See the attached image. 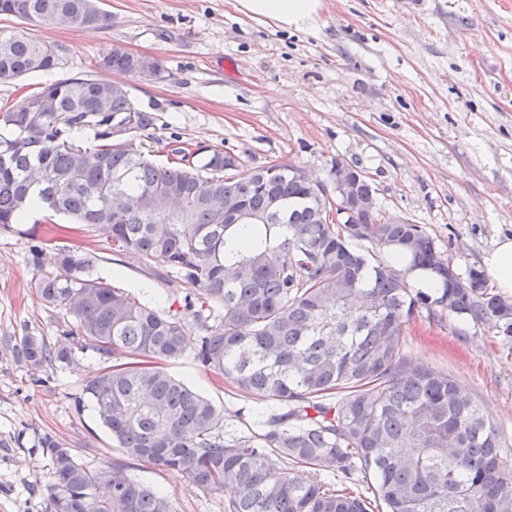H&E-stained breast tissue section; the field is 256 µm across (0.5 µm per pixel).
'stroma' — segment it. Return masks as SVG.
<instances>
[{
    "label": "stroma",
    "mask_w": 512,
    "mask_h": 512,
    "mask_svg": "<svg viewBox=\"0 0 512 512\" xmlns=\"http://www.w3.org/2000/svg\"><path fill=\"white\" fill-rule=\"evenodd\" d=\"M105 27L43 28L0 14L58 53L62 73L92 67L120 47L159 61L158 77L125 75L137 107L154 108L150 133L128 139L165 160L174 139L234 154L241 170L279 163L315 183L336 161L364 171L387 218L423 225L454 269L483 268L499 237L512 236V6L504 0H325L315 27L286 30L250 18L235 0H98ZM48 236L26 220L0 228V512H48L54 480L44 436L92 467L121 451L82 398L104 365L91 349L70 366L31 370L12 352L21 336L66 343L67 319L42 305L36 282L56 272L30 248ZM96 257L94 276L163 314L182 310L177 278L154 281L135 259L116 261L106 235L70 240ZM411 361L447 371L499 429L512 459V333L452 315L416 313L405 330ZM167 371L223 408L236 430L258 431L262 398L218 380L193 353ZM127 473L167 494L176 512H224V497L142 461Z\"/></svg>",
    "instance_id": "obj_1"
}]
</instances>
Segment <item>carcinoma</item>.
I'll return each mask as SVG.
<instances>
[{
	"label": "carcinoma",
	"instance_id": "1",
	"mask_svg": "<svg viewBox=\"0 0 512 512\" xmlns=\"http://www.w3.org/2000/svg\"><path fill=\"white\" fill-rule=\"evenodd\" d=\"M0 14L46 28L109 22L95 0H0ZM59 66L53 47L0 29V81ZM95 68L161 72L114 48ZM17 91L19 100L0 102V228L34 207L46 223L67 216L71 233L103 232L116 256L158 280L178 278L219 318L208 324L191 300L164 315L92 277L91 254L59 249L58 272L36 288L71 319L66 335L108 361L83 394L125 459L92 469L44 437L50 512H176L127 475L128 459L224 495V512H512L496 425L466 387L404 352L421 309L512 331V303L482 271L449 275L426 229L385 219L375 201L376 224L361 214L327 222L291 165L240 173L236 156L185 142L155 163L112 139L116 128H153V113L92 70ZM33 98L45 103L30 112ZM80 132L95 144L77 143ZM226 207L248 218L226 224ZM416 269L440 288L411 287ZM192 334L201 366L277 405L260 432L226 429L223 409L166 371ZM13 353L33 370L73 361L72 348L32 335Z\"/></svg>",
	"mask_w": 512,
	"mask_h": 512
}]
</instances>
